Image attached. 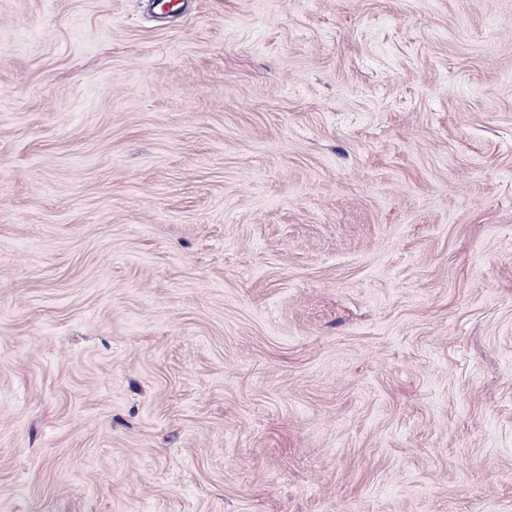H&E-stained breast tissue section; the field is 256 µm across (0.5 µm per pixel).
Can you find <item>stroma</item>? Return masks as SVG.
<instances>
[{"instance_id":"1","label":"stroma","mask_w":512,"mask_h":512,"mask_svg":"<svg viewBox=\"0 0 512 512\" xmlns=\"http://www.w3.org/2000/svg\"><path fill=\"white\" fill-rule=\"evenodd\" d=\"M0 512H512V0H0Z\"/></svg>"}]
</instances>
